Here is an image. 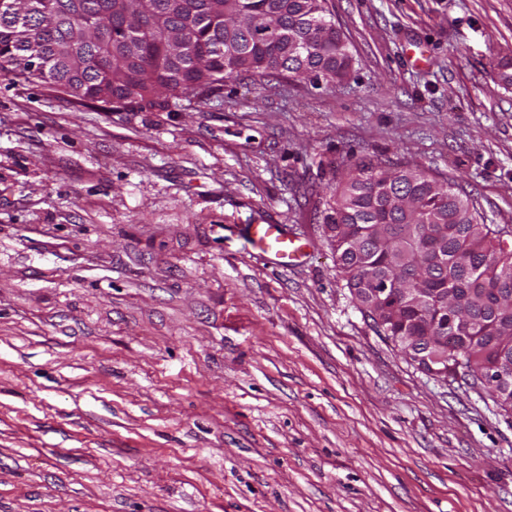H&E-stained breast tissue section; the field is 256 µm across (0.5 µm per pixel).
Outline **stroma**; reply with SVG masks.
Here are the masks:
<instances>
[{"instance_id":"stroma-1","label":"stroma","mask_w":512,"mask_h":512,"mask_svg":"<svg viewBox=\"0 0 512 512\" xmlns=\"http://www.w3.org/2000/svg\"><path fill=\"white\" fill-rule=\"evenodd\" d=\"M328 7L336 86L159 109L0 75V512H512V419L376 333L324 221L367 157L512 225V0ZM250 237L254 247L276 259H288L292 263L303 257L302 245L275 224L256 226Z\"/></svg>"}]
</instances>
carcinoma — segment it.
Masks as SVG:
<instances>
[{"label": "carcinoma", "instance_id": "carcinoma-1", "mask_svg": "<svg viewBox=\"0 0 512 512\" xmlns=\"http://www.w3.org/2000/svg\"><path fill=\"white\" fill-rule=\"evenodd\" d=\"M220 2L228 20L240 17L253 30L239 34L228 29L211 0H145L140 52L127 62L123 78L98 59L96 47L75 40L68 18L106 12L110 0H33L20 23L14 14L0 12V72L19 80L35 77L56 91L70 89L84 101L105 104L112 98L123 106L164 109L172 98L207 95L243 73L265 77L308 71L331 83L350 69L352 58L327 0ZM172 4L180 11L169 22L186 31L187 40L173 54L151 24ZM30 50L39 55L42 68L28 67L24 56ZM430 181L416 168L391 169L363 160L336 190L324 220L336 267L379 335L393 342L423 336L437 313L434 297L451 290L464 301L471 328L465 337L448 343V363L463 362L461 380L474 388L482 385L481 371L498 353L512 354V341L495 344L490 339L494 326L512 324L506 312L512 303V230L485 224L458 185L446 181L433 192ZM372 224L388 225L386 242L355 246L353 238ZM411 224L442 225L446 231L440 260H435L429 242L419 238L414 242L419 259L399 273L406 287L427 289L428 302L400 303L395 313L383 307L373 313L365 310L369 290L393 275L390 245H399ZM423 269L427 281L421 280Z\"/></svg>", "mask_w": 512, "mask_h": 512}]
</instances>
